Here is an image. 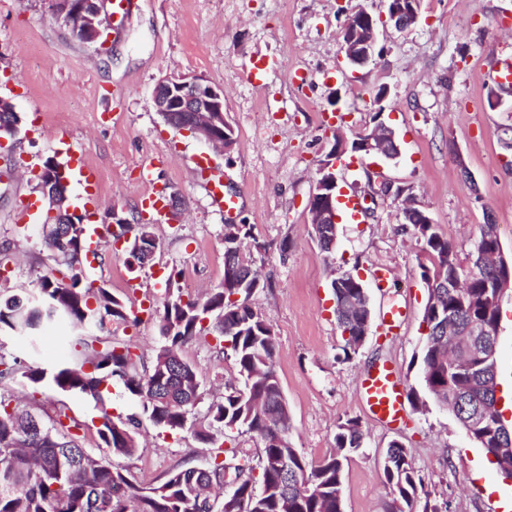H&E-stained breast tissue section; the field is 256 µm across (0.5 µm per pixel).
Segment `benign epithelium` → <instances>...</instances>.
<instances>
[{
  "mask_svg": "<svg viewBox=\"0 0 512 512\" xmlns=\"http://www.w3.org/2000/svg\"><path fill=\"white\" fill-rule=\"evenodd\" d=\"M91 0H59V9L77 18L80 28V39L92 43L102 36L103 19L101 15L104 6L98 4L93 9L87 8ZM419 18V8L409 11L396 6L388 10V21L398 30H404L416 24ZM376 21L363 6H358L348 17L342 28V50L347 62L356 68L369 64L375 55ZM387 89H381L377 103V120L372 132L363 131L355 139V151L366 155L379 154L388 160H393L400 154V147L395 131L383 120L385 107L382 102L387 98ZM152 106L160 116L166 118V123L175 126L173 113L195 112L199 119L192 120L188 126H175L180 132H186L205 141L213 148L227 151L233 140L224 139V89L213 86L200 76H169L157 82L151 93ZM338 143L331 156L319 163L318 177L310 193L308 208L313 224H336L339 220L336 202L340 200L341 188L338 185L336 168L341 156L347 151L346 140L334 131ZM42 197L48 206V212L55 214L64 211L68 221H85L87 216L77 212L68 202V197H58L48 191L42 192ZM492 258L500 272V282L493 291L492 310L495 322H501L502 308L505 301L512 299V265L506 260L503 251L496 249ZM486 425V417L477 411L463 423L464 433L470 440Z\"/></svg>",
  "mask_w": 512,
  "mask_h": 512,
  "instance_id": "1",
  "label": "benign epithelium"
}]
</instances>
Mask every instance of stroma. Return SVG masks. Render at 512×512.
Returning <instances> with one entry per match:
<instances>
[{
    "label": "stroma",
    "mask_w": 512,
    "mask_h": 512,
    "mask_svg": "<svg viewBox=\"0 0 512 512\" xmlns=\"http://www.w3.org/2000/svg\"><path fill=\"white\" fill-rule=\"evenodd\" d=\"M387 0H134L118 29L100 42L73 36L53 0H0V97L22 117L19 134L0 145V290L24 294L48 274L41 225L46 205L35 186L47 157L84 154L97 173V216L139 215L141 166L157 185L182 202L183 216L153 224L160 243L154 261L130 266L129 254L101 243V259L85 264L87 280L107 288L133 314L161 304L172 269L189 271L193 294L224 278V226L251 224L266 247L252 251L266 283L254 303L272 324L275 369L288 400L290 441L310 461L334 454L340 422L358 419L365 436L344 464V512H387L392 496L384 482L383 453L404 446L432 499L448 512H505L506 483L472 444L447 408L405 402L402 418L387 426L366 413L361 378L388 362L404 389L417 387L424 345L422 322L428 289L420 264L422 243L403 224L398 187L469 265L480 227H497L503 253L512 259V91L499 89L488 72L512 61V0H421L417 25L387 26L377 33V54L353 68L344 60L340 29L351 10L373 16ZM267 67L261 86L247 74L254 61ZM304 74L303 85L288 72ZM200 75L224 90L226 118L235 132L230 151L168 126L151 106L164 77ZM390 115L400 154L344 155L339 185L366 208L363 221L337 227L336 246L323 252L313 234L308 200L320 160L331 150L338 125L354 139L381 106ZM502 103L492 106L491 93ZM206 173H198L197 162ZM470 172L474 185L464 184ZM221 180L236 196L232 213L213 204L207 189ZM392 186L383 194V186ZM389 272L377 287V269ZM359 274L367 289L370 331L345 354L334 314L333 279ZM406 306L400 330L384 334L389 307ZM182 357L197 370L204 418L226 388L240 386L232 356L212 338L186 343ZM64 400L82 425L81 442L97 452L99 410L92 398L42 388L45 410ZM104 401L113 419H138L140 451L125 461L129 480L158 483L170 470L200 466L210 447L191 433H166L145 418L140 401L113 380Z\"/></svg>",
    "instance_id": "1"
}]
</instances>
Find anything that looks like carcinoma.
<instances>
[{
  "label": "carcinoma",
  "mask_w": 512,
  "mask_h": 512,
  "mask_svg": "<svg viewBox=\"0 0 512 512\" xmlns=\"http://www.w3.org/2000/svg\"><path fill=\"white\" fill-rule=\"evenodd\" d=\"M403 223L423 241L428 263L420 264L421 277L433 285L435 301L424 308L423 321L431 327L422 350L421 374L424 389L434 401L443 403L456 418L493 401V361L472 363L468 350L448 345L441 335L443 322L453 319L463 336H473L472 348L489 356L495 351L497 326L490 311L496 269L472 264L475 274L469 287L455 288L464 276L448 239L433 224H419L407 215ZM63 238L43 239L55 266L66 269L58 279L48 275L36 279V288L24 297L0 299V334L35 336L38 327L63 316L78 335L72 338L76 364L60 363L47 368L6 350L0 340V385L48 386L62 393H78L100 405L99 447L116 458L131 459L139 452L136 421L112 419L103 391L112 379L138 397L152 424L165 431L190 430L203 443L226 433H249L262 444L258 464L234 449L210 455L204 467H179L157 485L139 487L124 468L103 462L84 448L76 431L81 424L58 408L55 417L39 421L40 431L31 434L28 424L38 417L34 409L11 406L0 394V512H343V459L363 447L359 421L347 419L337 427V452L313 463L289 441L290 416L285 396L274 369L276 338L273 327L252 303L265 285L251 277V264L243 253L224 247V272L237 271V287L222 285L200 298L183 296L168 288L158 318L164 344L156 352L150 369L139 371L140 358L130 340L112 334V325L140 322L130 317L125 304L106 288L93 287L82 275L86 252L83 227L66 224ZM336 230L325 224L316 232L323 252L332 253ZM257 241L251 224H227L224 241ZM495 225L481 227L475 252L496 246ZM336 321L347 335L345 349L356 351L368 295L342 276L333 280ZM215 335L222 349L233 354L243 388H232L212 402L204 421L193 410L201 400V381L193 365L178 353L187 341ZM475 444L497 456L495 468L512 475V431L496 424L485 426L483 440ZM288 457V471L280 467ZM383 476L394 494L392 512H444L430 502L405 448L395 442L386 449ZM234 483L224 494V482ZM261 484L256 488L255 484Z\"/></svg>",
  "instance_id": "1"
}]
</instances>
